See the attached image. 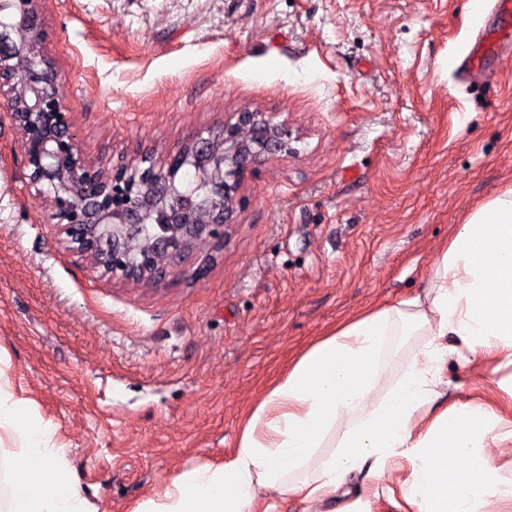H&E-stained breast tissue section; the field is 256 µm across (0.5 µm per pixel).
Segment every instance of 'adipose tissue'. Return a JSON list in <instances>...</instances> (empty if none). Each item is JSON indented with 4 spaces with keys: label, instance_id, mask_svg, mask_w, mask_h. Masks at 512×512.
<instances>
[{
    "label": "adipose tissue",
    "instance_id": "1",
    "mask_svg": "<svg viewBox=\"0 0 512 512\" xmlns=\"http://www.w3.org/2000/svg\"><path fill=\"white\" fill-rule=\"evenodd\" d=\"M397 336L422 342L388 386ZM480 357L512 365V188L467 213L423 293L356 314L301 354L249 411L230 460L175 475L135 512H274L270 490L332 503L349 474L366 469L380 480L403 462L417 512H479L487 499L511 498L512 481L488 451L512 444V424L470 401L432 412L448 363ZM0 512H97L54 426L3 379Z\"/></svg>",
    "mask_w": 512,
    "mask_h": 512
}]
</instances>
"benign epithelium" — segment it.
<instances>
[{"mask_svg":"<svg viewBox=\"0 0 512 512\" xmlns=\"http://www.w3.org/2000/svg\"><path fill=\"white\" fill-rule=\"evenodd\" d=\"M13 23L0 25V103L19 136L29 183L48 195L61 242L68 250L98 256L102 274L131 282L123 263L128 244L152 215L169 218V233L154 249L179 253L188 239L198 247L224 246L237 221L245 176L264 157L288 150V132L261 112H236L208 135H196L155 167L94 165L79 152L70 113L58 97V74L43 51L39 0H9ZM194 171L204 194L180 183Z\"/></svg>","mask_w":512,"mask_h":512,"instance_id":"1","label":"benign epithelium"}]
</instances>
